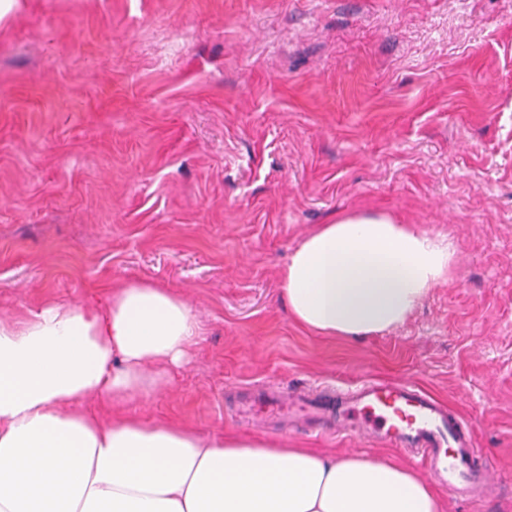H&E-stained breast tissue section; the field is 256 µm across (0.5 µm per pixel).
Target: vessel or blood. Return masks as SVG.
<instances>
[{
  "label": "vessel or blood",
  "mask_w": 512,
  "mask_h": 512,
  "mask_svg": "<svg viewBox=\"0 0 512 512\" xmlns=\"http://www.w3.org/2000/svg\"><path fill=\"white\" fill-rule=\"evenodd\" d=\"M288 415L310 421L319 434L376 436L408 449L445 492L473 506L493 491L470 422L416 384L372 380L349 392L320 385L292 402Z\"/></svg>",
  "instance_id": "vessel-or-blood-1"
}]
</instances>
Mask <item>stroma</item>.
Segmentation results:
<instances>
[{
    "label": "stroma",
    "instance_id": "stroma-1",
    "mask_svg": "<svg viewBox=\"0 0 512 512\" xmlns=\"http://www.w3.org/2000/svg\"><path fill=\"white\" fill-rule=\"evenodd\" d=\"M358 210L449 236L456 265L388 333L314 335L281 270ZM141 280L201 332L102 417L399 462L250 404L408 381L471 421L482 512H512V0H20L0 23V318Z\"/></svg>",
    "mask_w": 512,
    "mask_h": 512
}]
</instances>
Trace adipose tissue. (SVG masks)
Returning <instances> with one entry per match:
<instances>
[{
	"mask_svg": "<svg viewBox=\"0 0 512 512\" xmlns=\"http://www.w3.org/2000/svg\"><path fill=\"white\" fill-rule=\"evenodd\" d=\"M455 258L448 237L348 211L294 250L282 291L304 329L356 340L406 321ZM198 334L188 301L146 281L102 312L0 319V512H443L406 466L89 409L153 394Z\"/></svg>",
	"mask_w": 512,
	"mask_h": 512,
	"instance_id": "obj_1",
	"label": "adipose tissue"
}]
</instances>
